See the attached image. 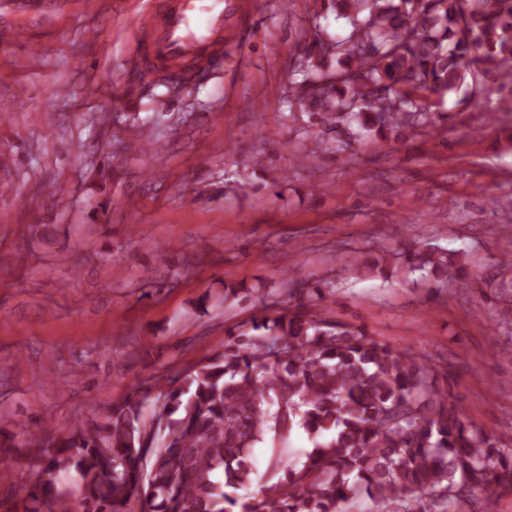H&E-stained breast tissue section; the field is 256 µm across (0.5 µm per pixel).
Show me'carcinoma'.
I'll list each match as a JSON object with an SVG mask.
<instances>
[{
  "instance_id": "cac0c4a2",
  "label": "carcinoma",
  "mask_w": 512,
  "mask_h": 512,
  "mask_svg": "<svg viewBox=\"0 0 512 512\" xmlns=\"http://www.w3.org/2000/svg\"><path fill=\"white\" fill-rule=\"evenodd\" d=\"M346 19L330 37L314 14L293 62L292 99L338 142L431 132V108L468 82L512 83V0H322ZM409 271L457 277L463 255L405 246ZM387 259L351 251L343 269L377 276ZM325 293L240 333L224 350L140 386L97 419L28 436L21 512H462L476 490H512V453L465 419L425 354L325 317ZM151 409L150 419L144 410ZM311 448L291 455L288 435ZM271 441L258 475L253 448ZM12 439L0 440V479Z\"/></svg>"
}]
</instances>
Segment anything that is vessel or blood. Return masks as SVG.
<instances>
[{
  "label": "vessel or blood",
  "mask_w": 512,
  "mask_h": 512,
  "mask_svg": "<svg viewBox=\"0 0 512 512\" xmlns=\"http://www.w3.org/2000/svg\"><path fill=\"white\" fill-rule=\"evenodd\" d=\"M240 0H163L142 12L137 27L145 39L134 54L142 69L175 77L190 66L214 67L224 60V41Z\"/></svg>",
  "instance_id": "1"
}]
</instances>
